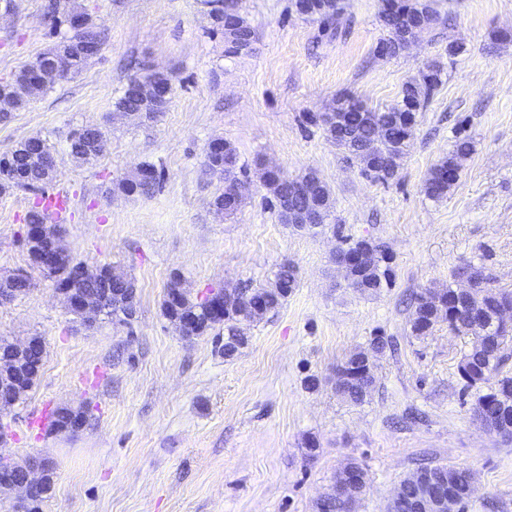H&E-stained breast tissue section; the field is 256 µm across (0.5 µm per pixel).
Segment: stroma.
<instances>
[{
	"instance_id": "35a3bbf8",
	"label": "stroma",
	"mask_w": 512,
	"mask_h": 512,
	"mask_svg": "<svg viewBox=\"0 0 512 512\" xmlns=\"http://www.w3.org/2000/svg\"><path fill=\"white\" fill-rule=\"evenodd\" d=\"M14 2L8 11L0 0L2 80L51 43L40 21L45 0ZM58 3L85 7L107 42L80 74L0 123V155L30 137L49 140L58 168L46 190L68 198L63 247L132 277L139 307L131 328L103 320L84 329L29 259L24 218L34 192L0 194V280L23 270L33 283L0 305V337L40 336L46 345L34 387L4 417L6 448L18 461L52 463L43 512H315L351 459L368 472L356 512H385L423 462L470 473L465 512H512V440L473 421L478 391L464 389L457 371L472 337L441 323L416 338L406 307L411 294L447 287L468 264L512 289V0H432L438 23L395 57L377 51L386 35L381 0H345L339 36L298 15L292 0H241L255 30L246 56L225 54L204 0ZM434 64L442 82L388 182L363 177L308 121L344 95L394 106L403 83ZM145 65L170 75L168 111L143 122L113 116L114 100ZM86 125L106 128V146L80 165L67 140ZM215 137L236 147L249 172L230 217L215 212L224 182L204 165ZM460 137L473 151L458 181L429 198V170ZM143 161L159 170V190L116 191ZM264 167L291 177L315 171L334 200L329 225L313 235L280 223ZM346 237L387 251L391 287L373 295L347 287L334 261ZM286 261L297 287L248 329L234 357L223 356L217 332L184 340L161 313L172 276L193 296L241 290L268 285ZM376 336L394 337L398 351L377 359L374 392L349 403L336 393V368ZM70 405L89 409L80 431L32 429L41 413Z\"/></svg>"
}]
</instances>
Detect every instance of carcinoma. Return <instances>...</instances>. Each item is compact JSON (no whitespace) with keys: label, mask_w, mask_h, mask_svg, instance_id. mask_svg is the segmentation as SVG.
I'll use <instances>...</instances> for the list:
<instances>
[{"label":"carcinoma","mask_w":512,"mask_h":512,"mask_svg":"<svg viewBox=\"0 0 512 512\" xmlns=\"http://www.w3.org/2000/svg\"><path fill=\"white\" fill-rule=\"evenodd\" d=\"M212 30L224 36L226 52L237 55L243 47L242 35L253 32L249 22L234 10V0H206ZM82 18L86 28L75 31L72 20ZM381 25L387 31V38L380 42L379 51L384 55L397 56L403 52L404 35L413 34L411 23L417 21L421 28L429 29L439 20L437 13L426 0H382L379 13ZM42 21L54 42L36 55L40 59L37 66L27 64L13 77L0 82V101L12 104V112L25 108L60 81L70 75L80 73L94 61L103 50L107 40L106 29L83 9L74 8L67 14L59 15L55 2H50L43 13ZM66 31H61V27ZM142 76L152 80V85L160 88L165 97L146 96L136 92L134 81H129L123 94L113 105L114 111L142 119H154L166 112L171 103L172 83L169 75L161 71H143ZM441 84V69L438 65L429 66L420 77L405 82L401 88L399 105L385 111L369 108L361 100L352 96L338 99L329 111L309 118L310 123L320 125L361 167V173L374 181L386 182L393 178L401 161L407 155L416 125L417 114L427 106L435 90ZM105 131L101 127L85 128L82 135L70 138L68 154L78 163H87L99 156L104 143ZM473 150L471 141L459 138L455 141L448 157L434 165L425 181V193L432 199H441L448 188L459 179L461 162ZM54 156V149L47 140L36 136L20 142L12 151L0 157V192L5 193L16 187H27L40 192L35 204L26 215V225L38 226L47 223V210L55 207L61 198L43 191L47 183L44 161ZM206 167L217 174L224 182H234L245 174L244 166L236 148L223 142L221 156L211 153L204 155ZM143 174L120 180L115 188L125 194L149 196L160 182L157 167L147 161L137 165ZM264 183L270 187L271 208L277 213L280 222L288 223V206L311 208L317 215L316 223L307 226L293 225L298 231L310 232L325 226L331 216L334 202L328 187L320 182L313 172L290 178L286 175L265 169L261 173ZM243 203V196L224 187V192L214 199V205L226 215L234 214ZM365 250L369 254L365 265L357 271L363 287L360 293L374 294L391 285L392 269L390 257L384 249L367 240H357L340 252L347 255ZM81 266L70 253H65L61 261L45 274L54 279L56 286L71 282L72 270ZM470 274L480 278L479 294L481 304L476 307L468 300L457 305L448 299L452 288L438 291L425 290L414 296L409 316V328L413 336L428 335L440 322L448 323V329L455 333L472 335L475 343L463 355L458 364V373L465 389L479 387L495 380L491 391L477 396L472 412L494 413L498 391L512 389V375L503 371L509 359L506 339H512V326L504 327L492 323V316L501 309H512V291L499 289L485 268H473ZM297 270L291 263L279 266L271 285L264 288L247 289L240 296L224 303V317L215 319L209 312L208 293L192 298L188 292L182 293V307L185 315L193 316L194 321L186 326L189 336H204L206 331L216 326H224V357L231 358L246 344L244 326L262 320L266 314L278 309L297 287ZM395 348L389 337L376 336L367 346L352 352L345 361L336 367V373L344 374L354 365L365 362L370 350L386 351ZM376 374L371 373L357 383L336 387V394L342 399L360 404L376 387ZM434 480L453 477L459 496L460 508H465L470 494L467 492L470 475L461 469L448 465H426ZM361 500L357 496L351 500H341L329 494L317 502L316 512H355Z\"/></svg>","instance_id":"obj_1"}]
</instances>
